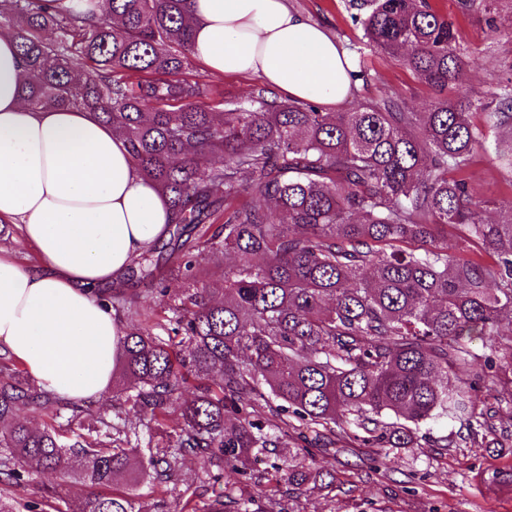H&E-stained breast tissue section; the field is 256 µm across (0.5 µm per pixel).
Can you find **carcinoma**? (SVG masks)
Instances as JSON below:
<instances>
[{
  "label": "carcinoma",
  "instance_id": "cac0c4a2",
  "mask_svg": "<svg viewBox=\"0 0 512 512\" xmlns=\"http://www.w3.org/2000/svg\"><path fill=\"white\" fill-rule=\"evenodd\" d=\"M0 0V27L14 29L27 67L21 91L34 110H89L124 138L139 171L167 195L176 257L162 267L144 253L129 276L148 285L189 284L173 326L155 332L139 297L112 293L121 338L112 420L96 436H68L65 414L89 407L30 387L0 360V512H31L4 494L31 473L78 470L91 491L66 512H143L137 488L175 484L180 461L201 457V488L186 487L184 512H227L229 468L253 479L279 436L312 435L323 446L356 432L362 445L408 448L420 424L444 418L490 426L481 393L495 362L512 361V204L482 219L462 173L495 135L512 167V91L488 97L462 86L454 25L430 0H363L351 14L367 43L406 50L404 65L438 92L427 112L393 101L320 112L252 92L221 112L185 77L192 27L185 0H105L100 15L67 0ZM487 126L471 122L473 112ZM257 202L231 207L240 192ZM224 209V223L211 216ZM494 256L483 264L449 252L448 226ZM235 265L202 276L216 253ZM194 389L181 400L180 392ZM46 412L43 424L18 419ZM175 426L163 429L170 411ZM151 415L161 440L133 456L130 413ZM288 458V491L324 490L333 475ZM125 486L122 493L100 489Z\"/></svg>",
  "mask_w": 512,
  "mask_h": 512
}]
</instances>
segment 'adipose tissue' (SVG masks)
<instances>
[{
  "mask_svg": "<svg viewBox=\"0 0 512 512\" xmlns=\"http://www.w3.org/2000/svg\"><path fill=\"white\" fill-rule=\"evenodd\" d=\"M191 57L211 74L258 77L297 102L333 108L355 86L346 52L287 0H188ZM15 31L0 29V224L38 255L0 249V347L37 385L76 402L112 386L123 331L95 291L121 285L168 235L172 214L123 138L92 112L31 109Z\"/></svg>",
  "mask_w": 512,
  "mask_h": 512,
  "instance_id": "adipose-tissue-1",
  "label": "adipose tissue"
}]
</instances>
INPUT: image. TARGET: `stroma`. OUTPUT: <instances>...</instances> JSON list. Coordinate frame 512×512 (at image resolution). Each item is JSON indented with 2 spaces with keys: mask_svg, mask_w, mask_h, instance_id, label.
Returning <instances> with one entry per match:
<instances>
[{
  "mask_svg": "<svg viewBox=\"0 0 512 512\" xmlns=\"http://www.w3.org/2000/svg\"><path fill=\"white\" fill-rule=\"evenodd\" d=\"M433 6L453 21L456 47L464 59L463 81L476 93H484L512 79V0H503L494 24L484 13L466 10L463 0H431ZM290 7L311 22L323 26L348 52L365 78L359 81L343 111L359 103L383 104L401 101L409 112L428 111L435 101L433 90L395 56L369 46L360 27L351 19V0H288ZM189 78L212 86L223 99L246 100L261 81L255 77H209L197 62H190ZM474 201L487 203L482 217L496 221L498 207L512 203V171L500 168L494 147H476L464 173ZM431 437L459 438L456 448H397L391 453L366 447L344 438L330 448H311L306 466L331 472L330 490L296 491L289 506L293 512H512V495L491 494L492 474L512 471V454H500L472 443L468 431L457 422L435 421ZM52 484L69 501L83 497L88 488L59 472H45L15 488L22 501L38 497V488Z\"/></svg>",
  "mask_w": 512,
  "mask_h": 512,
  "instance_id": "obj_1",
  "label": "stroma"
}]
</instances>
